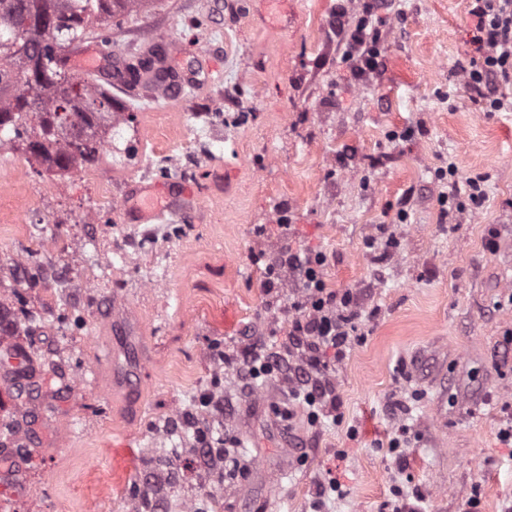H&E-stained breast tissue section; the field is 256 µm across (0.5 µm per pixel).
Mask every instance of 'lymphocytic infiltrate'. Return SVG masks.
<instances>
[{
    "label": "lymphocytic infiltrate",
    "mask_w": 512,
    "mask_h": 512,
    "mask_svg": "<svg viewBox=\"0 0 512 512\" xmlns=\"http://www.w3.org/2000/svg\"><path fill=\"white\" fill-rule=\"evenodd\" d=\"M473 2L477 55L464 66L463 73L483 111L499 112L505 103L496 88L512 83V0ZM374 9L373 0H365L347 43L345 57L354 61L358 74L373 73L378 67L381 45L379 31L371 22ZM281 261L298 270L306 310L289 320L280 351H250L239 366L240 375L254 381L284 373L289 393L305 406L307 419L314 424L323 407L336 399L326 375L331 360L341 358L349 343L355 298L351 292L328 288L323 276L327 258L322 253L288 249ZM292 350L300 351L302 362L287 371L283 355Z\"/></svg>",
    "instance_id": "f902f5d3"
}]
</instances>
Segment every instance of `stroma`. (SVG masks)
<instances>
[{
	"mask_svg": "<svg viewBox=\"0 0 512 512\" xmlns=\"http://www.w3.org/2000/svg\"><path fill=\"white\" fill-rule=\"evenodd\" d=\"M376 73L355 77L336 28V0H150L122 12L114 61L180 45L182 93L141 109L145 88L102 79L125 122L97 166L48 172L25 147L0 151V201L27 214L0 221V264L73 268L80 329L49 336L63 304L54 284L28 288L35 319L16 343L37 370L0 387V409L26 399L20 458L31 494L0 486V512H123L167 452L160 416L206 394L213 355L286 336L298 276L262 286L285 249L325 254L332 289L351 290L357 330L329 379L335 417L310 426L302 407L277 415L288 386L224 372L223 512H392L402 489L415 512H512V111L483 112L462 68L476 54L471 0H376ZM223 103L183 174L149 176L135 159L178 152L189 115ZM477 178L485 201L448 211L450 186ZM190 191L177 239L121 256L120 240L157 226L147 197ZM99 211V223L88 216ZM131 318L137 389H112L99 352ZM399 448H391L392 440ZM340 493L327 491L329 481Z\"/></svg>",
	"mask_w": 512,
	"mask_h": 512,
	"instance_id": "obj_1",
	"label": "stroma"
}]
</instances>
